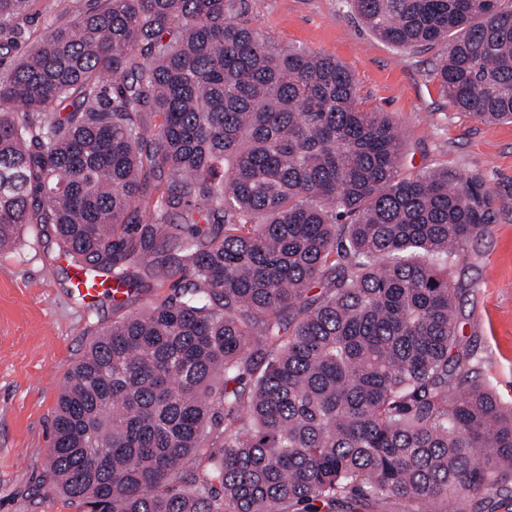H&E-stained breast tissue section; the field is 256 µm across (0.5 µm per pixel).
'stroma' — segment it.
Returning <instances> with one entry per match:
<instances>
[{"instance_id":"1","label":"stroma","mask_w":512,"mask_h":512,"mask_svg":"<svg viewBox=\"0 0 512 512\" xmlns=\"http://www.w3.org/2000/svg\"><path fill=\"white\" fill-rule=\"evenodd\" d=\"M240 21L277 46L331 55L355 75L358 103L386 112L409 147L407 169L432 164L480 184L482 236L451 267L461 336L473 340L480 370L512 400V123L486 125L448 104L433 72L434 52L384 42L346 0H241ZM51 228L24 227L0 255V512H78L46 481L51 418L59 393L93 333L171 293L168 268L146 292L117 306L74 298L66 259L49 263Z\"/></svg>"}]
</instances>
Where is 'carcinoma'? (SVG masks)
<instances>
[{
  "label": "carcinoma",
  "mask_w": 512,
  "mask_h": 512,
  "mask_svg": "<svg viewBox=\"0 0 512 512\" xmlns=\"http://www.w3.org/2000/svg\"><path fill=\"white\" fill-rule=\"evenodd\" d=\"M35 2L0 0V254L49 224L126 296L159 240L182 272L75 364L49 484L84 512H512V402L448 272L479 189L405 171L355 75L237 0H87L23 52ZM350 7L395 47L448 43V103L512 123V0Z\"/></svg>",
  "instance_id": "obj_1"
}]
</instances>
